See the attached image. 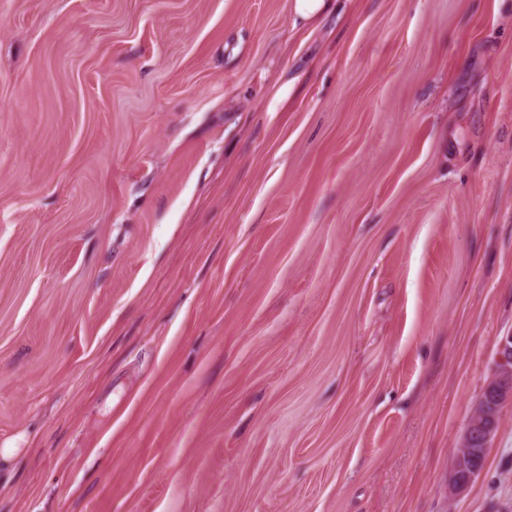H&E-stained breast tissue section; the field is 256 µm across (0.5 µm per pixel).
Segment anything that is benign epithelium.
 Instances as JSON below:
<instances>
[{
	"label": "benign epithelium",
	"mask_w": 512,
	"mask_h": 512,
	"mask_svg": "<svg viewBox=\"0 0 512 512\" xmlns=\"http://www.w3.org/2000/svg\"><path fill=\"white\" fill-rule=\"evenodd\" d=\"M509 404H512V337L502 346L497 369L476 403L458 447L452 451L448 469L451 497L463 495L471 485L472 478H465L462 473L474 470L475 446H489L498 428L499 411Z\"/></svg>",
	"instance_id": "obj_1"
}]
</instances>
